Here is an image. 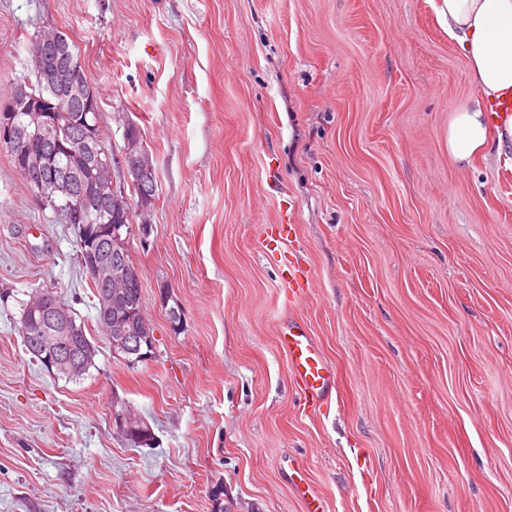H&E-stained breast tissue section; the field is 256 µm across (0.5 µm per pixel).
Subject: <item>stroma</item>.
Segmentation results:
<instances>
[{"label":"stroma","mask_w":512,"mask_h":512,"mask_svg":"<svg viewBox=\"0 0 512 512\" xmlns=\"http://www.w3.org/2000/svg\"><path fill=\"white\" fill-rule=\"evenodd\" d=\"M440 0H0V102L26 46L66 33L158 191L128 250L156 344L128 364L96 324L76 233L0 150V512H512V154L455 163L473 101ZM306 286L291 299L287 264ZM62 289L98 353L36 362L19 303ZM181 307L171 329L160 288ZM305 325L336 371L296 385ZM121 399L148 421L136 447ZM291 370L304 394L312 400L325 402L335 384V374L326 365L307 332L297 324H288L280 335ZM139 415L126 404V402L115 399L112 403V427L118 433L127 438H138L140 429L134 426V421Z\"/></svg>","instance_id":"stroma-1"}]
</instances>
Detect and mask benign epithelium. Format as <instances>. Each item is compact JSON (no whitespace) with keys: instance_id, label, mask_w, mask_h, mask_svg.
I'll return each mask as SVG.
<instances>
[{"instance_id":"1","label":"benign epithelium","mask_w":512,"mask_h":512,"mask_svg":"<svg viewBox=\"0 0 512 512\" xmlns=\"http://www.w3.org/2000/svg\"><path fill=\"white\" fill-rule=\"evenodd\" d=\"M53 55L64 65L49 68L48 59ZM29 56L46 91L37 93L23 86L0 103V144L9 149L14 169L41 200L65 197L69 216L79 210L87 215L88 222L79 227L84 247L80 260L90 281L112 285L100 297L112 350L148 361L155 350L150 324L131 329L120 318H112V312L125 306L126 289L140 280L136 266L112 259V253L126 252L130 239L127 225L113 223L112 217L126 218L132 203L142 214L151 210L155 161L132 122L124 131L122 155L111 156L100 134L97 97L90 84L79 80L82 62L73 59L59 30L39 33L29 47ZM65 118L79 127L78 134L66 141L60 137ZM142 184L149 189L141 190L137 201H132L127 189ZM36 316L42 323L32 344L47 370L53 375L75 373L79 351L69 333L66 308L49 291L22 309L21 327H27L29 318ZM137 419L139 415L126 402L113 400L112 427L118 433L138 437Z\"/></svg>"}]
</instances>
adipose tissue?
<instances>
[{
	"label": "adipose tissue",
	"mask_w": 512,
	"mask_h": 512,
	"mask_svg": "<svg viewBox=\"0 0 512 512\" xmlns=\"http://www.w3.org/2000/svg\"><path fill=\"white\" fill-rule=\"evenodd\" d=\"M448 37L462 49L480 98L457 105L448 121V154L459 164L512 150V117L494 105L512 101V0H441Z\"/></svg>",
	"instance_id": "adipose-tissue-1"
}]
</instances>
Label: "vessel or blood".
<instances>
[{
    "mask_svg": "<svg viewBox=\"0 0 512 512\" xmlns=\"http://www.w3.org/2000/svg\"><path fill=\"white\" fill-rule=\"evenodd\" d=\"M296 382L311 399L324 402L331 395L335 375L326 365L307 332L296 324L285 327L280 335Z\"/></svg>",
    "mask_w": 512,
    "mask_h": 512,
    "instance_id": "obj_1",
    "label": "vessel or blood"
}]
</instances>
